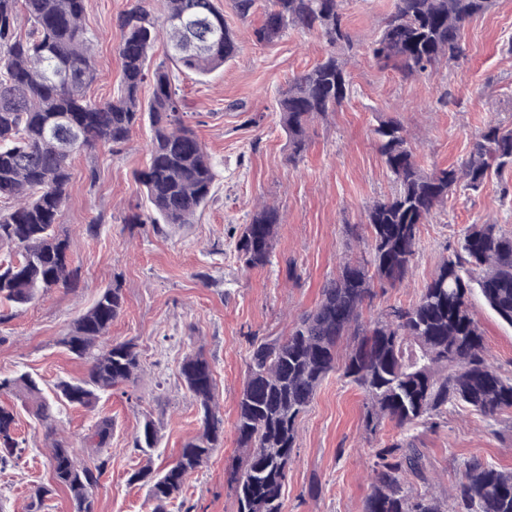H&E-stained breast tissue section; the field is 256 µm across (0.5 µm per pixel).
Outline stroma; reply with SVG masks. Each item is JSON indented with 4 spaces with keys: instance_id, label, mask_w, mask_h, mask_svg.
<instances>
[{
    "instance_id": "stroma-1",
    "label": "stroma",
    "mask_w": 512,
    "mask_h": 512,
    "mask_svg": "<svg viewBox=\"0 0 512 512\" xmlns=\"http://www.w3.org/2000/svg\"><path fill=\"white\" fill-rule=\"evenodd\" d=\"M132 0H87L85 24L94 36L97 78L91 99L116 97L122 72L118 18ZM395 0H342L349 30L358 44L349 55L351 94L341 110L314 119L304 159L288 160L286 137L275 110L279 89L325 55L316 31L292 28L271 45L255 43L258 16L243 20L229 0H217L238 41L236 60L206 78L179 74L176 83L191 122L219 172L215 193L195 223L150 226L126 223L144 203L134 173L149 158L148 127L135 129L121 152L108 147L78 153L72 161L62 227L70 239L76 288H53L0 324V374L34 378L54 398V424L79 458L90 453L88 435L98 415L115 420L105 453L109 468L94 489L95 512H148L146 491L129 485L132 469L173 463L183 442L201 428V412L180 378L183 358L202 354L211 364L215 400L224 417V445L196 472L183 491L192 512H233L228 470L244 453L234 423L247 379L251 341L287 333L315 307L320 289L345 258L367 252L368 243L346 236L345 225L362 224L368 209L394 194L396 185L377 150L378 125L398 121L425 171L461 165L475 135L492 122L512 128V0H492L483 15L466 22L462 53L431 71L404 79L379 70L369 53ZM277 206L269 265L248 268L235 242L262 205ZM99 224L97 235L87 225ZM496 224L512 232V168L491 175L476 192L456 187L445 205L420 227L418 253L402 284L380 289L375 306L415 302L435 275L448 247L470 224ZM121 281L125 298L111 338L134 340L141 370L136 383L102 394L94 408L57 399L59 381L82 378L87 366L60 340L101 291ZM471 309L483 332L491 367L512 377V326L502 322L480 294ZM13 406L19 456L0 464V512H28L33 485L50 483L45 426L20 398L0 395ZM368 401L339 372L323 381L298 422L297 457L288 469L283 512H362L375 480L372 451L403 436L385 421L371 432ZM160 428L161 445L152 456L133 447L144 415ZM433 467L430 482L444 506L473 456L512 472V413L475 414L457 404L436 427L413 429ZM317 494H310L311 484Z\"/></svg>"
}]
</instances>
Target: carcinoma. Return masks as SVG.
Segmentation results:
<instances>
[{
  "label": "carcinoma",
  "mask_w": 512,
  "mask_h": 512,
  "mask_svg": "<svg viewBox=\"0 0 512 512\" xmlns=\"http://www.w3.org/2000/svg\"><path fill=\"white\" fill-rule=\"evenodd\" d=\"M85 2L0 0V243L19 248L17 259L0 262V304H8L0 311V324L54 287H77L69 238L60 230L75 153L99 144L116 152L137 125L149 124V162L136 173L148 207L129 215L128 224H149L157 231L164 224H191L213 196L215 166L188 121L168 66L163 61L151 65L150 51L163 37L169 61L180 71L212 73L238 52L224 11L214 0H164L160 18L147 0H133L118 19L120 95L96 102L85 94L97 77L94 40L84 25ZM230 2L243 19L262 10L253 28L259 44L301 28L320 31L330 47L276 101L288 160L296 164L308 150L312 120L339 111L350 95L346 62L336 54L338 47L347 52L354 47L342 0H265L262 6L258 0ZM490 5L491 0H396L372 44V57L380 69L406 78L424 74L461 54L464 24ZM202 17L221 29L218 43L196 39L193 24ZM146 82L152 94L144 103L140 91ZM375 133L397 190L368 209L366 223L346 226L347 236L370 241L369 251L340 266L336 277L322 286L316 306L287 334L252 340L235 422L237 446L246 457L227 478L236 512H283L285 466L296 458L299 418L338 368L371 401L366 424L373 433L385 418L401 429L435 425L458 402L485 417L512 410V378L488 364L483 333L469 303L472 291L479 290L512 326V233L497 224L468 225L415 302L389 305L375 317H364L378 296L376 287L404 280L417 255L421 224L445 204L449 193L461 183L477 191L491 171L512 167V129L489 124L474 137L462 167L429 173L416 163L399 122L384 121ZM279 223V209L265 205L244 225L235 250L245 266L271 263ZM122 309L116 280L60 340L88 368L82 380L60 382L59 397L92 407L102 394L137 380V345L108 338ZM345 336L353 337L354 345L339 364L337 346ZM180 374L200 405L202 428L170 466L155 470L147 464L130 475V483L147 488L149 512H170L186 476L224 444V418L216 407L208 360L200 353L188 355ZM2 393L22 398L51 437L52 483L33 487L30 512H42L55 486L69 492L73 512H95L93 491L110 464L102 449L112 440V416L97 417L93 452L81 460L66 439L55 436L51 404L33 378L0 375ZM15 424L13 409L0 405V464L21 448ZM160 442L154 419L144 417L134 447L147 454ZM372 457L376 482L363 512H442L440 497L430 487V462L416 436L383 442ZM452 512H512V473L470 458L453 486Z\"/></svg>",
  "instance_id": "1"
}]
</instances>
